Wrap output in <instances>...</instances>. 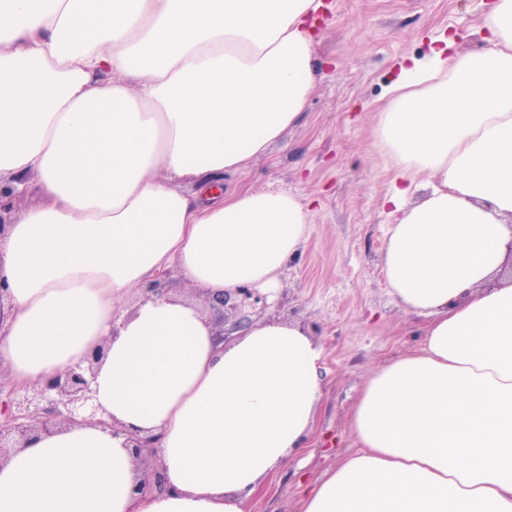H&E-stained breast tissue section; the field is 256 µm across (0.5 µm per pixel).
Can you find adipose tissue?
I'll use <instances>...</instances> for the list:
<instances>
[{"label":"adipose tissue","mask_w":512,"mask_h":512,"mask_svg":"<svg viewBox=\"0 0 512 512\" xmlns=\"http://www.w3.org/2000/svg\"><path fill=\"white\" fill-rule=\"evenodd\" d=\"M325 9L0 0V178L30 199L0 242V366L25 386L108 346L92 383L104 424L14 452L0 512H250L298 451L324 356L301 326L227 346L183 299L119 303L172 270L214 294L278 289L309 202L220 180L300 121ZM474 35L476 52L441 31L385 88L381 269L423 342L367 379L360 448L303 488L302 512H512V283H492L512 241V0ZM130 434L156 437L164 490L138 491Z\"/></svg>","instance_id":"obj_1"}]
</instances>
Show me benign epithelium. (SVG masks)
Segmentation results:
<instances>
[{"label":"benign epithelium","mask_w":512,"mask_h":512,"mask_svg":"<svg viewBox=\"0 0 512 512\" xmlns=\"http://www.w3.org/2000/svg\"><path fill=\"white\" fill-rule=\"evenodd\" d=\"M217 316V336L224 337L226 316L236 317L234 328L250 323V314L268 307L265 296L246 286L211 297ZM106 353L100 346L84 362L53 376L21 388L12 387L9 400L0 407V464L5 463L28 440L73 424L103 423L99 408L93 404L91 384ZM137 466L138 490L147 493L163 486L164 474L159 449L148 437L130 436Z\"/></svg>","instance_id":"1"}]
</instances>
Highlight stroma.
I'll return each instance as SVG.
<instances>
[{"label": "stroma", "instance_id": "obj_1", "mask_svg": "<svg viewBox=\"0 0 512 512\" xmlns=\"http://www.w3.org/2000/svg\"><path fill=\"white\" fill-rule=\"evenodd\" d=\"M323 16L317 84L298 125L268 154L224 175V190H287L313 204L308 239L283 273L281 305L254 323H297L322 344L323 397L301 450L271 474L251 512H301L300 486L359 444L352 406L386 360L416 350L424 318L390 295L380 267L390 173L374 129L382 95L405 57L425 54L440 27L477 26L491 0H333Z\"/></svg>", "mask_w": 512, "mask_h": 512}]
</instances>
